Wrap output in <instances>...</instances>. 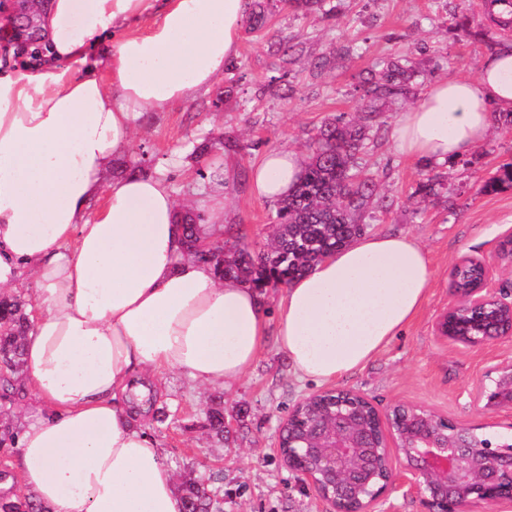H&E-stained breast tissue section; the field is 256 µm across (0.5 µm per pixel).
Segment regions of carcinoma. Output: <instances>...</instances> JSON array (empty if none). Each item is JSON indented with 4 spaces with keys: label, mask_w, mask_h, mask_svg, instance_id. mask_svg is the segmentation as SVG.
<instances>
[{
    "label": "carcinoma",
    "mask_w": 512,
    "mask_h": 512,
    "mask_svg": "<svg viewBox=\"0 0 512 512\" xmlns=\"http://www.w3.org/2000/svg\"><path fill=\"white\" fill-rule=\"evenodd\" d=\"M295 11L321 10L323 0H280ZM269 8L264 0H254L244 21L246 33L262 30ZM270 51L283 65L292 63L294 46L274 42ZM415 70L391 61L364 79L362 90L369 99L397 97L407 93ZM369 118L352 123L336 121L319 130L310 144L308 165L303 177L288 198L278 202L270 243L254 255L245 248L222 258L211 259L204 251L207 239L200 236V217L190 212L182 216L185 242L199 260L210 263L223 277L230 276L261 290L275 278L287 285L354 237L364 232L361 219L370 207L384 208L385 198L375 193V183L367 178L352 180L358 171V154L371 140ZM30 328L29 314L18 296H0V360L6 376L0 379L4 392L13 389V376L23 367V339ZM210 430L224 435V409L215 405L207 412ZM184 512H213L220 501L209 489L188 482L182 497Z\"/></svg>",
    "instance_id": "obj_1"
}]
</instances>
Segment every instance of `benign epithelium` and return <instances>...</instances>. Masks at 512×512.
Masks as SVG:
<instances>
[{
  "label": "benign epithelium",
  "mask_w": 512,
  "mask_h": 512,
  "mask_svg": "<svg viewBox=\"0 0 512 512\" xmlns=\"http://www.w3.org/2000/svg\"><path fill=\"white\" fill-rule=\"evenodd\" d=\"M482 267L475 288L452 291L436 330L453 345L482 349L512 338V291L491 286ZM483 409L512 410V362L492 366L475 390ZM276 447L288 471L329 512H376L396 485L417 494L423 512H469L474 504L512 502V438L482 439L435 410L404 402L382 410L351 389H326L299 400L279 425Z\"/></svg>",
  "instance_id": "obj_1"
}]
</instances>
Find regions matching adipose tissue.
I'll return each instance as SVG.
<instances>
[{"instance_id":"adipose-tissue-1","label":"adipose tissue","mask_w":512,"mask_h":512,"mask_svg":"<svg viewBox=\"0 0 512 512\" xmlns=\"http://www.w3.org/2000/svg\"><path fill=\"white\" fill-rule=\"evenodd\" d=\"M39 69L0 74V288L32 278L24 353L39 402L15 468L46 512H183L175 477L131 394L171 370L222 389L267 334L317 383L356 371L422 308L425 249L365 234L294 279L268 322L255 288L186 254L164 174L106 183L145 110L208 90L236 55L247 0H31ZM74 61L78 70L67 69ZM512 112V42L473 78L432 83L395 125L404 156L444 164ZM306 160L272 150L254 196L291 194Z\"/></svg>"}]
</instances>
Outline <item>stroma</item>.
<instances>
[{
  "instance_id": "obj_1",
  "label": "stroma",
  "mask_w": 512,
  "mask_h": 512,
  "mask_svg": "<svg viewBox=\"0 0 512 512\" xmlns=\"http://www.w3.org/2000/svg\"><path fill=\"white\" fill-rule=\"evenodd\" d=\"M333 17L273 9L260 36L241 35L233 69L217 77L210 90L169 112H147L136 124L132 147L119 157L110 178L132 167L168 176L177 199L194 200L227 191L225 250L243 243L259 250L268 242L276 203L253 196V165L270 150L307 153L324 123L356 120L365 107L357 86L380 61L400 58L418 72L407 95L373 102L379 131L360 157L386 198L382 209L368 210L367 232L403 233L427 251L432 272L427 300L414 321L363 368L336 379V386L359 391L379 408L404 401L429 407L491 435L512 433V412L482 411L473 393L486 371L512 361V340L467 349L437 335L435 323L452 299L448 272L462 255L495 264L494 284L512 289V267L497 262L500 238L512 232V186L486 190L489 178L512 163V122L495 117L486 140L446 165L400 156L392 139L402 112L418 102L432 82L475 75L512 29L490 20L485 0H330ZM285 37L304 53L278 77L269 46ZM207 134L234 135L242 151L233 153L230 181L217 180L223 153L191 157L189 140ZM436 194L422 198L426 177ZM320 386L299 379L274 337L249 372L221 390L192 383L184 373L166 375L161 390L148 395L145 419L177 482L219 474L223 512H326L327 507L300 486L281 464L273 445L277 426L301 397ZM224 405L223 439L203 428L211 401Z\"/></svg>"
}]
</instances>
